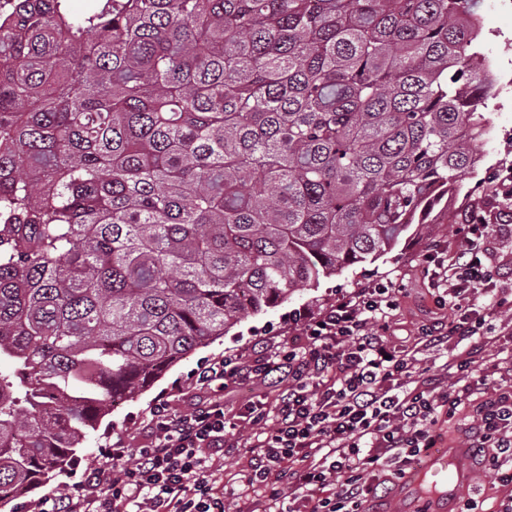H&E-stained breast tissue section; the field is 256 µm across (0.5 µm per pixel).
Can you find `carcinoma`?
I'll list each match as a JSON object with an SVG mask.
<instances>
[{"instance_id":"1","label":"carcinoma","mask_w":512,"mask_h":512,"mask_svg":"<svg viewBox=\"0 0 512 512\" xmlns=\"http://www.w3.org/2000/svg\"><path fill=\"white\" fill-rule=\"evenodd\" d=\"M476 18V0H13L0 508L244 316L431 235L416 215L481 156Z\"/></svg>"}]
</instances>
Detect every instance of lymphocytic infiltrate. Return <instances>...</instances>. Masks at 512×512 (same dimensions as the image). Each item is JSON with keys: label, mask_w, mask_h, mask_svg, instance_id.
Returning a JSON list of instances; mask_svg holds the SVG:
<instances>
[{"label": "lymphocytic infiltrate", "mask_w": 512, "mask_h": 512, "mask_svg": "<svg viewBox=\"0 0 512 512\" xmlns=\"http://www.w3.org/2000/svg\"><path fill=\"white\" fill-rule=\"evenodd\" d=\"M493 233L485 216H473L457 229L456 252L424 257L428 285L446 289L453 319L444 330L422 327V338L436 346L452 336L471 342L443 365L450 386L387 336L398 291L373 283L317 314L294 313L296 337L269 355L248 360L233 352L199 367L203 388L244 379L285 383L275 414L259 402L240 417L262 426V438L245 444L229 436L223 401L181 414L160 399L150 410L149 445L112 449L108 466L90 462L83 481L21 502L18 512H225L220 454L238 447L250 456L238 512H363L387 480L403 479L435 448L441 426L471 397L482 464L508 491L500 512H512V390L486 385L499 337L476 308L485 297L496 311L512 310V295L494 289L498 269L487 255Z\"/></svg>", "instance_id": "lymphocytic-infiltrate-1"}]
</instances>
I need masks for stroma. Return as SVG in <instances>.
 I'll return each mask as SVG.
<instances>
[{"mask_svg": "<svg viewBox=\"0 0 512 512\" xmlns=\"http://www.w3.org/2000/svg\"><path fill=\"white\" fill-rule=\"evenodd\" d=\"M480 15L485 52L499 66L504 80L497 98L499 110L493 117V134L482 146L485 155L482 167L474 173L466 171L460 174L458 183L463 187V197L452 201L448 208L432 210V235H406L392 251L374 263L346 269L321 281L319 286L298 289L281 305L257 315L245 316L223 337L188 354L139 396L122 400L110 415L103 418L99 429L86 438L54 482L34 489L32 498L48 493L53 484L71 485L79 482L86 464L93 460L105 462L110 448H139L149 444L152 434L147 418L152 404L160 397H167L171 409L179 412L190 410L194 404L205 399V392L192 378L194 369L203 360L222 356L224 352L232 350L241 351L249 358L265 356L271 342L285 341L292 336L289 312L301 308L312 314L317 313L340 294L370 283L391 281L402 286L398 308L388 320L387 334L403 348L415 352L417 359L429 366L433 374H441L443 364L465 349V342L454 337L449 338L447 346L442 349L428 347L421 340L418 329L426 323H447L452 315L448 307L434 302L422 268L423 255L435 247L443 248L445 253H453L459 246L456 228L467 223L472 215L495 218L500 204L490 189L487 174L490 170L512 165V6L499 4L498 0H482ZM278 395L279 389L274 385L242 381L225 390L224 414L229 419L237 418L253 400H261L268 407H275ZM468 465L470 478L449 499L450 512H456L460 501L469 496L481 499L485 512H498L506 495L505 490L476 459H469ZM429 498L427 485H412L403 480L390 484L383 497L371 505L370 512H421Z\"/></svg>", "mask_w": 512, "mask_h": 512, "instance_id": "1", "label": "stroma"}]
</instances>
